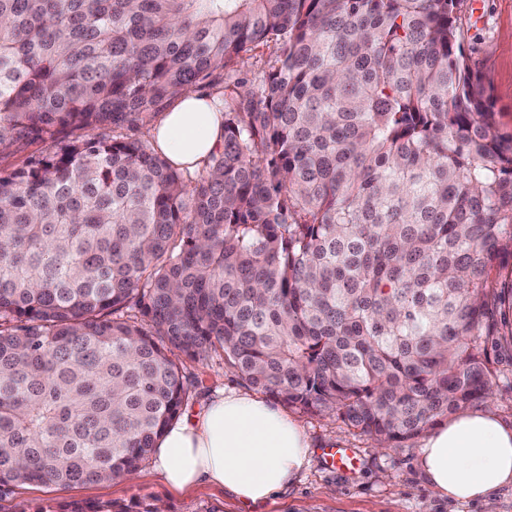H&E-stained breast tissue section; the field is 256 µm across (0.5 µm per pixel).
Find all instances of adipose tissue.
<instances>
[{"instance_id":"obj_1","label":"adipose tissue","mask_w":512,"mask_h":512,"mask_svg":"<svg viewBox=\"0 0 512 512\" xmlns=\"http://www.w3.org/2000/svg\"><path fill=\"white\" fill-rule=\"evenodd\" d=\"M224 115L212 99L177 93L160 117L156 149L196 167L224 146ZM312 444L302 426L267 398L228 391L201 412L173 420L156 441L154 471L171 490L215 485L245 504H265L305 467ZM417 465L441 496L493 508L512 485V422L494 406L465 411L426 432Z\"/></svg>"}]
</instances>
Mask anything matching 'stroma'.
Masks as SVG:
<instances>
[{
	"mask_svg": "<svg viewBox=\"0 0 512 512\" xmlns=\"http://www.w3.org/2000/svg\"><path fill=\"white\" fill-rule=\"evenodd\" d=\"M462 23L466 51L491 98L499 129L512 135V0H465ZM189 369L202 382L197 393L201 399L244 387L216 357L190 364ZM296 419L313 441L315 452L293 482L254 509L213 485L170 490L152 463L146 462L132 478L121 481L65 489L43 483L16 485L8 497L0 499V512H34L40 505L65 503L132 507L161 500L166 501L167 512H485L480 502L454 501L429 486L416 466L419 438L384 449L335 419L302 413ZM332 448L352 449L359 459L357 468L344 472L332 466L327 457Z\"/></svg>",
	"mask_w": 512,
	"mask_h": 512,
	"instance_id": "obj_1",
	"label": "stroma"
}]
</instances>
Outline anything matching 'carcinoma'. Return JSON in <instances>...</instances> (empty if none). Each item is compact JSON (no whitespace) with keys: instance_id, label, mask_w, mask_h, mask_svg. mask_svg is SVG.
<instances>
[{"instance_id":"cac0c4a2","label":"carcinoma","mask_w":512,"mask_h":512,"mask_svg":"<svg viewBox=\"0 0 512 512\" xmlns=\"http://www.w3.org/2000/svg\"><path fill=\"white\" fill-rule=\"evenodd\" d=\"M462 6L0 0V152L53 142L0 169V492L133 475L213 355L382 448L487 402L512 361V135ZM221 80L201 167L132 135ZM270 50L267 48L257 49L255 52L249 53L250 59H247L244 64L239 67V76L244 78L248 82H252L255 78L262 75V68L264 67V61L269 56ZM263 54V55H262ZM254 55V57H252ZM48 143L20 140L4 154H0V168L13 169L22 167L29 158L45 151Z\"/></svg>"}]
</instances>
